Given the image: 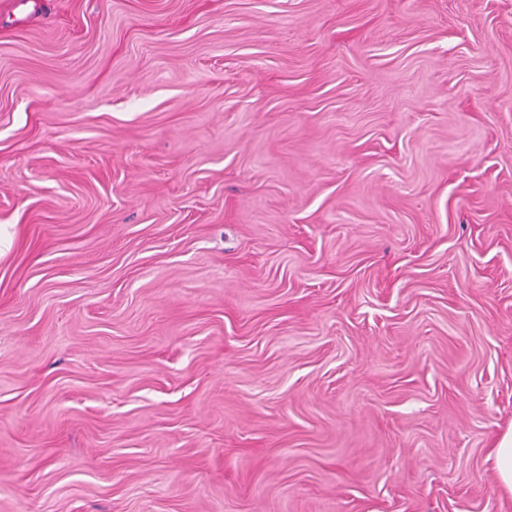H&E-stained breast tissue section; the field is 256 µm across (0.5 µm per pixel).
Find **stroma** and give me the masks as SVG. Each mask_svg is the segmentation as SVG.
I'll return each mask as SVG.
<instances>
[{
  "mask_svg": "<svg viewBox=\"0 0 512 512\" xmlns=\"http://www.w3.org/2000/svg\"><path fill=\"white\" fill-rule=\"evenodd\" d=\"M0 512H512V0H0ZM493 458L501 487L512 493V429L498 441Z\"/></svg>",
  "mask_w": 512,
  "mask_h": 512,
  "instance_id": "1",
  "label": "stroma"
}]
</instances>
